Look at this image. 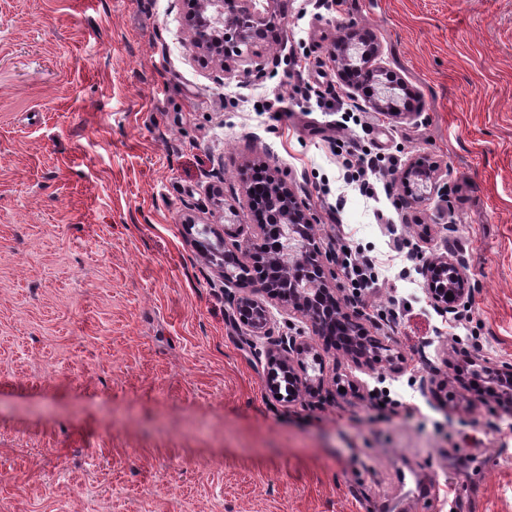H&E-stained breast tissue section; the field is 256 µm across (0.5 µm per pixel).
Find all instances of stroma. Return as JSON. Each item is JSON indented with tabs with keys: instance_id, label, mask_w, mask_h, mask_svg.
<instances>
[{
	"instance_id": "1",
	"label": "stroma",
	"mask_w": 512,
	"mask_h": 512,
	"mask_svg": "<svg viewBox=\"0 0 512 512\" xmlns=\"http://www.w3.org/2000/svg\"><path fill=\"white\" fill-rule=\"evenodd\" d=\"M268 18L259 79L203 63L179 0H0V512H512V412L470 400L471 356L512 365V0H270ZM350 30L411 116L340 78ZM353 105L350 138L424 161L438 194L344 186ZM257 166L321 250L345 235L384 277L364 326L394 362L325 354L321 396L290 403L189 230L256 235ZM411 253L460 259L467 311L431 306Z\"/></svg>"
}]
</instances>
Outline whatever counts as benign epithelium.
Returning <instances> with one entry per match:
<instances>
[{
    "label": "benign epithelium",
    "instance_id": "7a95c632",
    "mask_svg": "<svg viewBox=\"0 0 512 512\" xmlns=\"http://www.w3.org/2000/svg\"><path fill=\"white\" fill-rule=\"evenodd\" d=\"M189 6V33L196 47L224 66V42L236 41L235 52L248 63L247 71L263 75V61L256 51L265 39L268 22L260 9L262 0H185ZM380 50L375 44H366L363 35L350 31L336 44V58L341 70L355 83H378L380 96L372 104L381 111L408 115L410 111L394 103L400 82L379 63ZM407 193L406 201L417 204L436 189L430 171L414 165L402 174ZM269 224H261L259 237L249 243L251 262L234 258L235 271H222L224 284L253 281L255 288L244 294L224 291V298L232 314L239 315L254 336L266 338L262 347L250 342L256 358H264L270 369L292 372L293 364L303 365L306 359L315 364V374L292 377L293 393L311 390L323 383L322 353L339 347L359 366L374 369L378 364L379 342L364 336L363 310L352 303H343L330 287L336 271L327 268L322 252L309 226L314 218L298 201L294 192L284 183H268ZM215 241L209 244L214 254L224 249V236L234 234L231 227L218 225L210 228ZM425 292L438 310L457 315L466 308L472 297V288L459 262L446 255L429 258L422 267ZM453 297H448V294ZM275 303L287 310L300 312L306 318L310 336L299 331L273 336L268 304ZM476 374L483 378L486 391L499 406L512 408V369L503 372L494 366L481 364Z\"/></svg>",
    "mask_w": 512,
    "mask_h": 512
}]
</instances>
